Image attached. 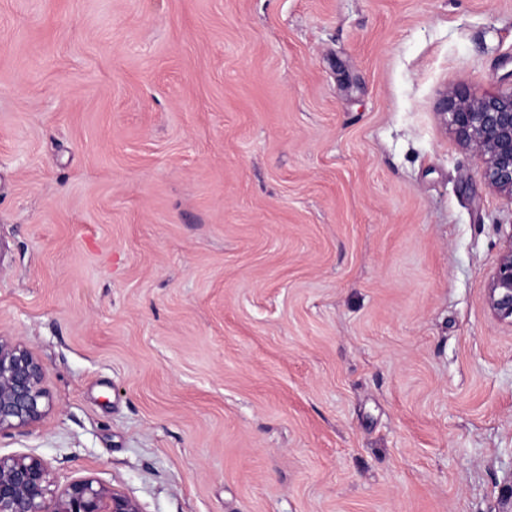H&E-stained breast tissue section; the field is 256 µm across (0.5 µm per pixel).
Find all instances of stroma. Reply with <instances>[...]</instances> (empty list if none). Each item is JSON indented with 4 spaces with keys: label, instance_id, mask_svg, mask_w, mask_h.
Masks as SVG:
<instances>
[{
    "label": "stroma",
    "instance_id": "1",
    "mask_svg": "<svg viewBox=\"0 0 512 512\" xmlns=\"http://www.w3.org/2000/svg\"><path fill=\"white\" fill-rule=\"evenodd\" d=\"M512 0H0V435L142 512H512V201L437 112ZM487 303L494 316L512 324V235L489 281ZM43 366L9 336H0V435L39 422L49 404L42 386Z\"/></svg>",
    "mask_w": 512,
    "mask_h": 512
}]
</instances>
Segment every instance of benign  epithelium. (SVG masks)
<instances>
[{"instance_id": "7a95c632", "label": "benign epithelium", "mask_w": 512, "mask_h": 512, "mask_svg": "<svg viewBox=\"0 0 512 512\" xmlns=\"http://www.w3.org/2000/svg\"><path fill=\"white\" fill-rule=\"evenodd\" d=\"M441 114L460 143L480 162L490 187L512 200V86L480 97L442 94ZM490 311L512 324V238L499 255L487 288ZM43 366L9 336H0V434L39 422L49 404ZM44 461L0 455V512H142L120 489L91 477L71 481L60 493Z\"/></svg>"}]
</instances>
